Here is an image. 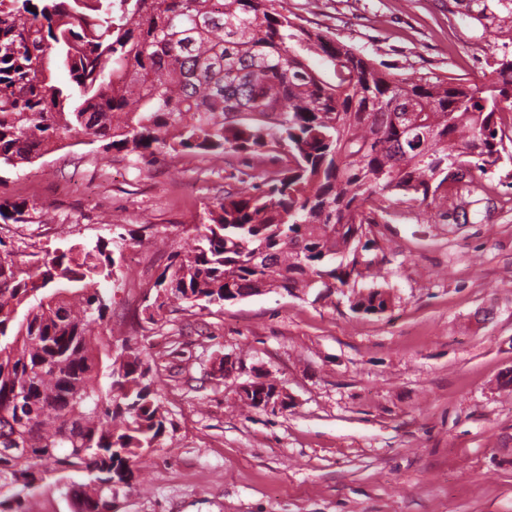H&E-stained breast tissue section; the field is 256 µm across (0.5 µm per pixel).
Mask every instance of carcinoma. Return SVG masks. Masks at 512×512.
<instances>
[{
  "label": "carcinoma",
  "mask_w": 512,
  "mask_h": 512,
  "mask_svg": "<svg viewBox=\"0 0 512 512\" xmlns=\"http://www.w3.org/2000/svg\"><path fill=\"white\" fill-rule=\"evenodd\" d=\"M505 112L512 59L482 87L409 81L305 27L285 0H0V165L80 133L153 161L284 156L278 170L241 172L185 231L147 325L177 304L277 290L384 312L368 252L385 203L443 206L474 173L512 160L497 129ZM119 268L100 242L46 250L35 266L0 252V512H34L48 472L72 512H102L167 447L151 364L129 338L115 355L106 347L102 283ZM280 395L254 381L240 398L265 409Z\"/></svg>",
  "instance_id": "obj_1"
}]
</instances>
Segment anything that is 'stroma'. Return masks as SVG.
Returning <instances> with one entry per match:
<instances>
[{"mask_svg":"<svg viewBox=\"0 0 512 512\" xmlns=\"http://www.w3.org/2000/svg\"><path fill=\"white\" fill-rule=\"evenodd\" d=\"M328 33L405 78L488 82L512 57V0H288ZM183 154L147 164L91 137L0 167V203H44L51 222L0 219L23 261L103 241L122 267L105 285L104 331L138 338L174 424L172 445L143 459L118 512H512V161L447 210L392 201L372 258L390 311L284 292L138 317L166 252L231 185L263 165ZM233 366L220 375V360ZM264 378L286 410L246 407Z\"/></svg>","mask_w":512,"mask_h":512,"instance_id":"stroma-1","label":"stroma"}]
</instances>
